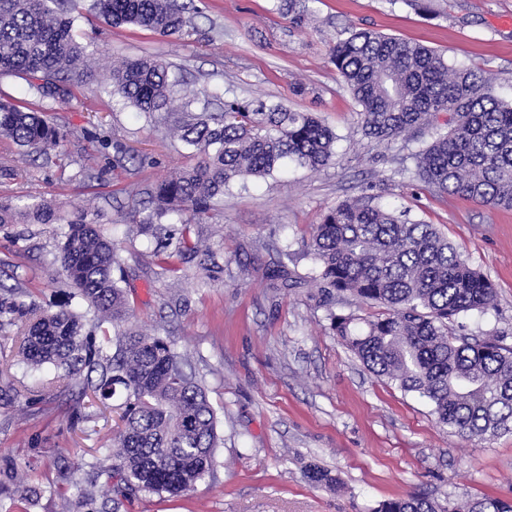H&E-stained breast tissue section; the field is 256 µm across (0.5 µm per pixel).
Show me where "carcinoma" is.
<instances>
[{
	"label": "carcinoma",
	"instance_id": "cac0c4a2",
	"mask_svg": "<svg viewBox=\"0 0 512 512\" xmlns=\"http://www.w3.org/2000/svg\"><path fill=\"white\" fill-rule=\"evenodd\" d=\"M53 0H0V73L25 77L41 98L66 103L70 84L88 70V46L72 23L49 6ZM99 18L132 24L166 37L184 34L174 0H95ZM333 63L361 107L362 131L389 141L413 128H430L432 141L414 154L416 174L439 195L512 207V104L498 99L488 80L448 66L422 44L373 30L336 43ZM112 94L156 120L172 111L179 90L160 58L125 59L112 69ZM186 116L173 130L200 160L155 185L153 206L141 213L138 232L157 238L156 254L174 269L187 255L208 279L220 266L210 245L191 241L234 182L270 176L288 161L312 171L336 156V134L317 117L283 106L247 111L227 105L218 117ZM448 112L445 126L437 115ZM0 135L45 154L62 152L65 135L39 111L0 101ZM65 223L57 260L91 318L67 308L48 311L30 293L0 286V331L16 328L17 356L32 369L48 364L56 379L76 388L72 413L92 391L100 405L121 400L112 447L86 463L87 483L112 481L113 509L139 495L181 496L216 466L217 412L188 370V356L167 337L133 322L127 292L114 270L122 258L99 220L82 209L63 220L48 201L20 205L0 198V224ZM163 222L182 225L178 238L157 236ZM314 280L327 295L348 294L385 308L380 317L330 314L331 326L363 366L432 407L436 422L468 439L512 432V346L500 338L448 335V325L494 305L493 284L472 268L432 224L396 214L370 200L343 202L315 225ZM19 465L0 467V494L16 484ZM305 477L316 486L337 483L316 465ZM371 512H512V502L484 495L448 504L424 496L392 497Z\"/></svg>",
	"mask_w": 512,
	"mask_h": 512
}]
</instances>
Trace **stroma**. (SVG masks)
I'll return each mask as SVG.
<instances>
[{"label":"stroma","mask_w":512,"mask_h":512,"mask_svg":"<svg viewBox=\"0 0 512 512\" xmlns=\"http://www.w3.org/2000/svg\"><path fill=\"white\" fill-rule=\"evenodd\" d=\"M94 0H67L63 13L88 45L90 75L68 103L40 99L24 78L0 75V98L42 107L65 135L64 156L31 158L0 136V197L47 200L62 215L99 212L124 260L135 322L170 337L188 354L218 411L223 443L212 476L179 498L140 496L118 512H370L379 501L420 493L445 502L497 495L512 501V433L488 441L440 428L428 403L367 371L332 331L329 312L375 317L382 309L349 295L326 299L312 279L309 241L323 215L360 197L436 225L493 283L486 312L453 323V334L501 337L512 346V208L434 194L414 175L427 130L392 141L364 137L360 108L331 61L336 43L358 30L415 41L449 66L488 78L512 103V0H432L418 12L404 0H309L303 24L288 0H193L184 36L165 37L100 21ZM160 58L183 95L217 93L209 111L232 102L249 109L280 103L316 114L336 133V156L312 171L288 164L225 195L223 209L192 235L212 242L223 271L199 283L196 260L162 267L132 215L158 182L198 157L164 123H150L114 97L109 80L124 59ZM60 225H0V275L42 308L86 306L56 260ZM289 254L293 288L270 287L266 271ZM46 365L17 361L0 338V457L15 459L32 500L20 512H61L84 489L77 465L112 441L97 407L70 423L62 384ZM316 464L338 476L309 484Z\"/></svg>","instance_id":"stroma-1"}]
</instances>
